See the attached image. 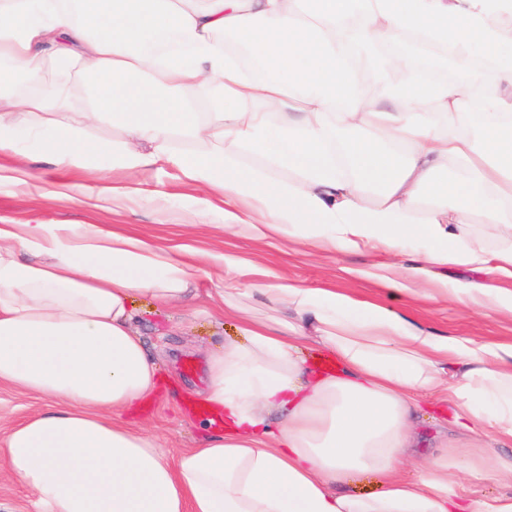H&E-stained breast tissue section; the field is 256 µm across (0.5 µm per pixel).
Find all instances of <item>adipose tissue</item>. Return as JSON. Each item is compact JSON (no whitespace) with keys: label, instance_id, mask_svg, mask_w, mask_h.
<instances>
[{"label":"adipose tissue","instance_id":"1","mask_svg":"<svg viewBox=\"0 0 512 512\" xmlns=\"http://www.w3.org/2000/svg\"><path fill=\"white\" fill-rule=\"evenodd\" d=\"M512 0H0V153L20 120L32 154L68 168L101 155L139 174L164 163L223 195L224 225L339 251L426 245L431 266L484 271L451 296L512 313V46L491 23ZM362 12L348 41L334 31ZM416 32L432 45L488 53L504 90L485 112L463 111L467 87L393 82L399 54L383 42ZM245 45L269 72L255 78L228 49ZM368 61L376 100L355 91L349 53ZM67 63L70 85L47 87ZM119 140L92 139L98 123ZM478 125L482 138L468 128ZM254 164H246V157ZM472 173L447 179L449 163ZM287 172L280 180L279 172ZM375 195L367 203V195ZM481 213L501 245L462 232ZM214 254L177 258L100 224H0V382L57 402L0 444L9 477L40 512H512V495L457 494L445 456L417 481L401 475L423 394L448 396L452 424L512 442V344L440 336L403 315L326 288L286 282L220 289L244 342L207 360L203 405L216 417L202 447L168 461L156 440L113 412L156 393L154 363L134 333L129 301L183 303ZM269 310L255 315L250 301ZM328 352L311 365L300 347ZM378 492L342 494L354 468Z\"/></svg>","mask_w":512,"mask_h":512}]
</instances>
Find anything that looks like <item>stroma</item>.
Here are the masks:
<instances>
[{"mask_svg": "<svg viewBox=\"0 0 512 512\" xmlns=\"http://www.w3.org/2000/svg\"><path fill=\"white\" fill-rule=\"evenodd\" d=\"M17 158L0 153V224H102L132 236L151 237L163 245L223 254L234 267L211 266L209 278L199 285L194 304L161 306L145 294L134 295L130 306L133 325L153 356L165 389L151 399L146 412L128 413L124 422L155 437L169 457L203 444L204 419L186 413L188 391L206 387L208 355L224 342L243 341L241 322L220 315L217 294L223 282L286 281L307 288H331L384 306L414 319L441 336L482 343H512V314L495 309L476 313L450 297L446 283L482 279V272L464 267L432 268L416 282L415 293L395 291L402 268L413 265L423 245L410 242L403 252L357 249L347 252L319 250L295 240L272 236L255 240L224 225V201L205 196L200 187L178 170L165 168L137 176L113 169L108 156H100L81 170H64L35 159L29 161L31 179L13 180ZM109 187L124 192L119 205L102 201L92 207L83 194ZM38 394L0 383V439L27 418L50 410ZM416 446L402 467L405 477L419 475L418 457L456 448L461 462L492 457L512 462V445L479 434V445L467 447V435L448 421V413L435 400L422 399L414 426Z\"/></svg>", "mask_w": 512, "mask_h": 512, "instance_id": "obj_1", "label": "stroma"}]
</instances>
